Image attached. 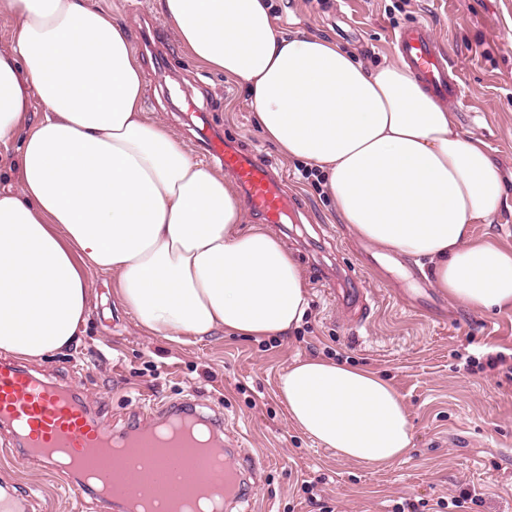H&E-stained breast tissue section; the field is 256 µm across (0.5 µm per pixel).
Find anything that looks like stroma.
Here are the masks:
<instances>
[{"instance_id":"obj_1","label":"stroma","mask_w":512,"mask_h":512,"mask_svg":"<svg viewBox=\"0 0 512 512\" xmlns=\"http://www.w3.org/2000/svg\"><path fill=\"white\" fill-rule=\"evenodd\" d=\"M124 26L140 58L144 109L201 157L209 128L260 154L293 204L274 232L294 253L311 307L291 335L265 340L219 335L181 344L149 336L114 296L110 276L90 272L93 303L77 346L30 361L66 382L113 432L158 426L161 406L192 401L222 419L223 433L258 467L249 512H512V310L476 311L434 288L395 252L355 238L325 185L298 180L255 127L240 85L198 65L157 8V0H96ZM278 26L330 38L365 66L395 61L392 37L420 23L449 56L462 100L464 133L481 139L504 184L507 205L475 238L512 247V0H273ZM354 270L337 281L336 267ZM360 291L370 315L341 306L336 288ZM503 363L489 366V357ZM324 357L370 369L402 395L412 436L401 460L383 465L343 459L288 419L281 371L295 357ZM0 490L33 486L41 512H93L33 460L6 459ZM476 493L465 508L461 492Z\"/></svg>"}]
</instances>
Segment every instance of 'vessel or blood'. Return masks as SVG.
Instances as JSON below:
<instances>
[{"label": "vessel or blood", "instance_id": "obj_1", "mask_svg": "<svg viewBox=\"0 0 512 512\" xmlns=\"http://www.w3.org/2000/svg\"><path fill=\"white\" fill-rule=\"evenodd\" d=\"M396 50L411 71L441 100L454 101L460 95L458 83L449 75L450 59L424 25L401 30ZM207 152L218 159L242 188L251 209L267 223H281L288 203L277 180L257 155L238 152L221 138L207 141ZM0 424L16 434L26 457L35 459L44 471L60 475V462L69 471L82 475L95 470L92 486L97 492L96 512H111L119 499L102 495V488L124 486L135 491L137 484L123 463L114 461L111 448L117 439L89 405L69 388L37 377L17 363L0 361ZM137 456L150 459L154 476L146 493L155 502L172 506L183 494L168 481L171 464H181L192 485L221 489L225 475H237L233 465H220L219 454L201 453L194 443L174 445L168 458H151L148 435H129Z\"/></svg>", "mask_w": 512, "mask_h": 512}]
</instances>
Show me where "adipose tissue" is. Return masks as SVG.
Wrapping results in <instances>:
<instances>
[{"label": "adipose tissue", "instance_id": "obj_1", "mask_svg": "<svg viewBox=\"0 0 512 512\" xmlns=\"http://www.w3.org/2000/svg\"><path fill=\"white\" fill-rule=\"evenodd\" d=\"M159 6L193 58L244 88L268 141L325 171L357 238L414 258L461 305L512 308V248L472 235L503 206L502 180L405 64L368 69L334 41L283 32L268 0ZM0 14L17 22L0 51V147L20 152L18 190L0 191V353L76 345L91 269L114 276L141 329L172 342L298 328L309 286L297 261L247 222L223 172L144 111L141 62L111 13L95 0H0ZM278 391L293 425L344 459L410 451L403 398L377 373L297 358Z\"/></svg>", "mask_w": 512, "mask_h": 512}]
</instances>
